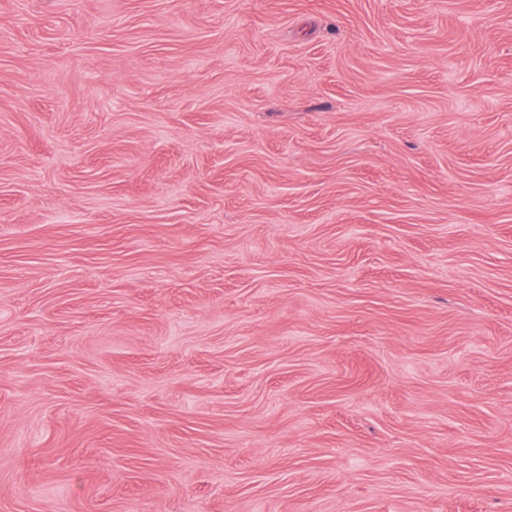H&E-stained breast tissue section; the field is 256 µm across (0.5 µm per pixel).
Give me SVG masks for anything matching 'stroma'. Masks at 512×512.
<instances>
[{
  "instance_id": "stroma-1",
  "label": "stroma",
  "mask_w": 512,
  "mask_h": 512,
  "mask_svg": "<svg viewBox=\"0 0 512 512\" xmlns=\"http://www.w3.org/2000/svg\"><path fill=\"white\" fill-rule=\"evenodd\" d=\"M0 512H512V0H0Z\"/></svg>"
}]
</instances>
